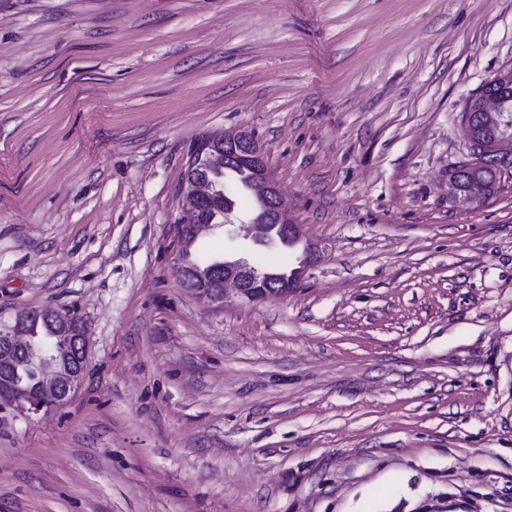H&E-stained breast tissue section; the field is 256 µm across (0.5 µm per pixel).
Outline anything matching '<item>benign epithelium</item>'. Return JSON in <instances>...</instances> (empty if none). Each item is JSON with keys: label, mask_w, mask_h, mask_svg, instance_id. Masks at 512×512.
I'll return each mask as SVG.
<instances>
[{"label": "benign epithelium", "mask_w": 512, "mask_h": 512, "mask_svg": "<svg viewBox=\"0 0 512 512\" xmlns=\"http://www.w3.org/2000/svg\"><path fill=\"white\" fill-rule=\"evenodd\" d=\"M224 144V153L232 151L240 157L241 164L252 174V183L263 191L273 207L282 211L276 184L269 179L263 154L251 131L241 129L233 135L213 138L208 145ZM192 204L184 207L186 220L178 225V229L188 227L190 235L198 237L205 228H216L198 219L197 205L213 197L214 188L210 181L197 178L188 186ZM224 233L236 241L244 239L253 248H278L281 241L300 238L298 225L283 218V224H262L256 221L237 222L233 212L224 213ZM315 256L313 247H307L299 266L293 269L290 279L280 285L266 282L249 265L245 256L237 255L231 264L224 265V271L215 279L201 278L190 292L197 299L208 304L217 305L224 299L225 286L233 284L241 298L249 302H257L276 296H286L300 284L306 268ZM45 315L58 327L61 336L57 337L55 350L49 352L38 346L34 338L23 333L33 315ZM86 351V333L82 322L72 314L58 311L28 308L17 312L10 321L0 322V414H18L25 417L38 415L52 408L66 405L74 391L84 378V354ZM29 360L36 378L37 386L32 391H24L16 387L11 379V371L21 356Z\"/></svg>", "instance_id": "1"}]
</instances>
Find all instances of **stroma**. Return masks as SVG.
Segmentation results:
<instances>
[{"label":"stroma","instance_id":"1","mask_svg":"<svg viewBox=\"0 0 512 512\" xmlns=\"http://www.w3.org/2000/svg\"><path fill=\"white\" fill-rule=\"evenodd\" d=\"M510 64L512 0H0V318L88 336L0 512H512V178L448 198ZM244 128L317 257L209 305L178 188ZM508 73H512L511 66L502 68L483 84L481 92L495 96L500 105V110H498L497 100L489 95H484L481 103L485 111L493 113L498 110L497 112H510L512 114V86L504 87L503 84V78Z\"/></svg>","mask_w":512,"mask_h":512}]
</instances>
